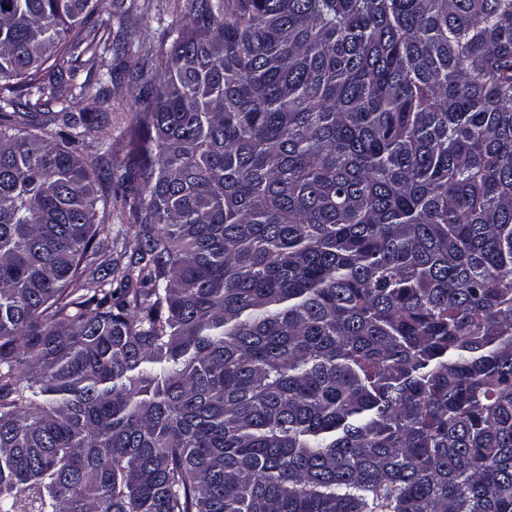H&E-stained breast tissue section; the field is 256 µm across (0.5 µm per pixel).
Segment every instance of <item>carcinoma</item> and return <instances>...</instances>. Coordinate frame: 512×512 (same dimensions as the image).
<instances>
[{
    "mask_svg": "<svg viewBox=\"0 0 512 512\" xmlns=\"http://www.w3.org/2000/svg\"><path fill=\"white\" fill-rule=\"evenodd\" d=\"M102 3L0 0V512H512V0H175L115 137ZM103 70L105 68L101 70L95 68L88 79L90 82L89 88L80 95H78L77 91L75 92L77 96L73 100V112H102L107 106L103 102L101 95L99 97V85L97 84L98 75ZM109 222L112 223V232L107 237L105 235L101 236V250L107 255H113V257H116V250L121 255V265H125L130 262L131 258L136 257L139 243L133 234V230L130 233L127 232L130 224L129 215L119 203L114 202L113 194L112 217ZM118 230H120V234L117 236Z\"/></svg>",
    "mask_w": 512,
    "mask_h": 512,
    "instance_id": "obj_1",
    "label": "carcinoma"
}]
</instances>
